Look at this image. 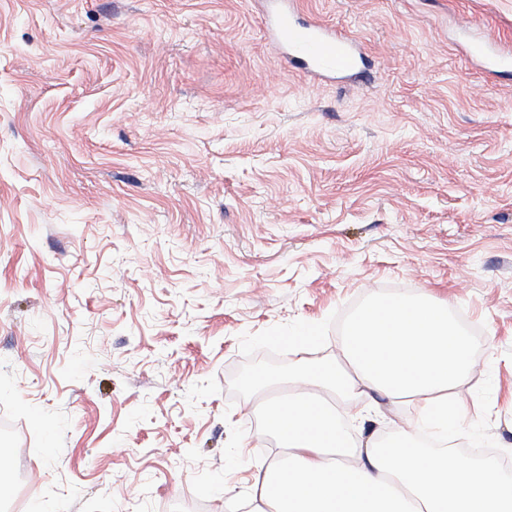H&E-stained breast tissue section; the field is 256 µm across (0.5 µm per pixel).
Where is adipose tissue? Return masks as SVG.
<instances>
[{
  "label": "adipose tissue",
  "mask_w": 512,
  "mask_h": 512,
  "mask_svg": "<svg viewBox=\"0 0 512 512\" xmlns=\"http://www.w3.org/2000/svg\"><path fill=\"white\" fill-rule=\"evenodd\" d=\"M474 343L426 295L375 297L347 325L332 361L299 358L288 391L278 378L251 377L258 413L278 453L257 464L246 498L226 512H512V478L495 460L447 448L468 409L459 388ZM377 395L401 416L390 442L353 435Z\"/></svg>",
  "instance_id": "ef3b65f1"
}]
</instances>
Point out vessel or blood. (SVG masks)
<instances>
[{"instance_id":"1","label":"vessel or blood","mask_w":512,"mask_h":512,"mask_svg":"<svg viewBox=\"0 0 512 512\" xmlns=\"http://www.w3.org/2000/svg\"><path fill=\"white\" fill-rule=\"evenodd\" d=\"M265 25L276 43L303 74L309 77L349 76L360 71L365 55L358 42L323 22L295 18L292 0H268ZM472 56L487 68L512 66V54L493 52L482 43L473 44Z\"/></svg>"}]
</instances>
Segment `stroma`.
<instances>
[{
	"label": "stroma",
	"instance_id": "35a3bbf8",
	"mask_svg": "<svg viewBox=\"0 0 512 512\" xmlns=\"http://www.w3.org/2000/svg\"><path fill=\"white\" fill-rule=\"evenodd\" d=\"M359 83L306 77L261 0H0V411L43 512H225L259 432L240 372L339 356L375 294L481 336L460 395L512 451V0H299ZM473 57L482 58L489 69L508 68L512 64V55L507 52H492L482 43L473 44L470 48Z\"/></svg>",
	"mask_w": 512,
	"mask_h": 512
}]
</instances>
